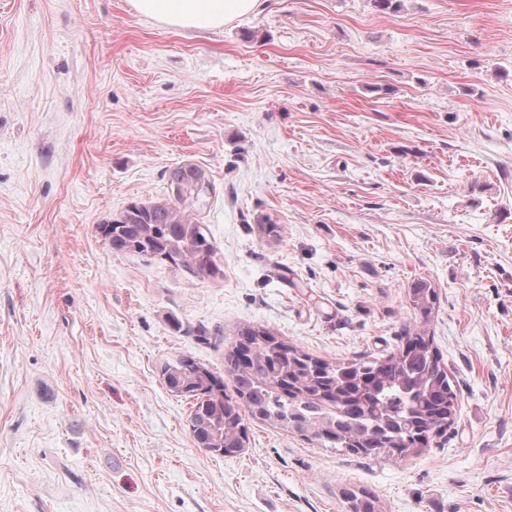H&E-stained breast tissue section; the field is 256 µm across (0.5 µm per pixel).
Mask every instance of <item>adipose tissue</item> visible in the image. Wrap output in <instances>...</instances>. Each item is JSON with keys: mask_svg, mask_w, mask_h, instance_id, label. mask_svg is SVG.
Returning <instances> with one entry per match:
<instances>
[{"mask_svg": "<svg viewBox=\"0 0 512 512\" xmlns=\"http://www.w3.org/2000/svg\"><path fill=\"white\" fill-rule=\"evenodd\" d=\"M265 0H133L148 18L178 29H215L259 12Z\"/></svg>", "mask_w": 512, "mask_h": 512, "instance_id": "ef3b65f1", "label": "adipose tissue"}]
</instances>
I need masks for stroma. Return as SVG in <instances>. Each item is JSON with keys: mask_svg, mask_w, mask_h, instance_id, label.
<instances>
[{"mask_svg": "<svg viewBox=\"0 0 512 512\" xmlns=\"http://www.w3.org/2000/svg\"><path fill=\"white\" fill-rule=\"evenodd\" d=\"M192 162L217 278L97 224ZM274 232H267V225ZM418 280L457 422L362 459L259 422L197 448L157 375L260 323L314 355L392 350ZM512 512V0H269L210 31L130 0H0V512ZM340 495L346 504V512H382L379 497L366 486L348 484L341 489Z\"/></svg>", "mask_w": 512, "mask_h": 512, "instance_id": "35a3bbf8", "label": "stroma"}]
</instances>
